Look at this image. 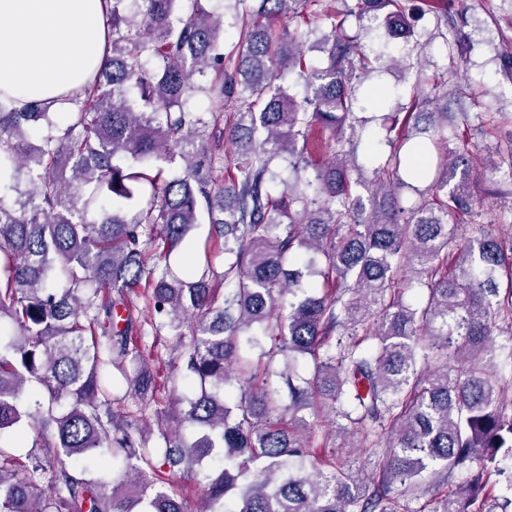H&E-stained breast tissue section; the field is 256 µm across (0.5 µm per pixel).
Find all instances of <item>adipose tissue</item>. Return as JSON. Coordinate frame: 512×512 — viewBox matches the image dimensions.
<instances>
[{"label": "adipose tissue", "mask_w": 512, "mask_h": 512, "mask_svg": "<svg viewBox=\"0 0 512 512\" xmlns=\"http://www.w3.org/2000/svg\"><path fill=\"white\" fill-rule=\"evenodd\" d=\"M107 0H0V98L67 112L100 68Z\"/></svg>", "instance_id": "obj_1"}]
</instances>
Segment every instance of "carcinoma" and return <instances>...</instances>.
I'll list each match as a JSON object with an SVG mask.
<instances>
[{
  "label": "carcinoma",
  "instance_id": "1",
  "mask_svg": "<svg viewBox=\"0 0 512 512\" xmlns=\"http://www.w3.org/2000/svg\"><path fill=\"white\" fill-rule=\"evenodd\" d=\"M182 2L112 0L106 61L74 111L0 100V512H398L408 496L430 512H512L491 481L512 459L492 342L502 324L512 342V243L456 222L474 156L463 136L446 147L438 104L461 87L416 95L428 126L389 155L359 153L353 78L369 59L344 17L407 38L408 0H339L322 67L306 59L315 30L272 26L321 0H259L254 18L235 0L228 52L223 17ZM283 70L302 99L273 83ZM224 112L227 172L206 145ZM315 127L331 157L313 167ZM401 188L418 199L403 206ZM175 252L191 256L186 277ZM148 335L170 341L184 394L162 397ZM324 404L339 430L383 442L374 488L355 454L306 469ZM6 433L39 452L13 453ZM174 474L200 487V507Z\"/></svg>",
  "mask_w": 512,
  "mask_h": 512
}]
</instances>
